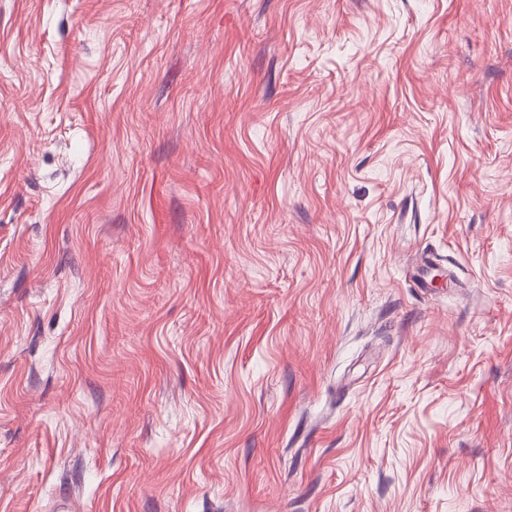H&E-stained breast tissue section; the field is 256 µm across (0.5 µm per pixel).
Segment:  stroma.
<instances>
[{"mask_svg":"<svg viewBox=\"0 0 512 512\" xmlns=\"http://www.w3.org/2000/svg\"><path fill=\"white\" fill-rule=\"evenodd\" d=\"M0 512H512V0H0Z\"/></svg>","mask_w":512,"mask_h":512,"instance_id":"1","label":"stroma"}]
</instances>
